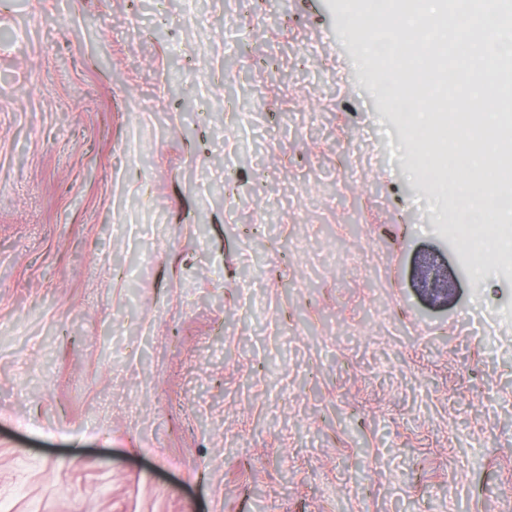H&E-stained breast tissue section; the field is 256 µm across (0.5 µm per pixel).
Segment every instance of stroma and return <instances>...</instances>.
<instances>
[{
    "label": "stroma",
    "instance_id": "stroma-1",
    "mask_svg": "<svg viewBox=\"0 0 512 512\" xmlns=\"http://www.w3.org/2000/svg\"><path fill=\"white\" fill-rule=\"evenodd\" d=\"M360 8L0 0V512H512V246ZM425 112H427L425 109L417 108L409 113L408 131L411 137L418 142L432 139L437 134V130L427 128V125L424 123L423 116ZM420 275L422 287L425 291L432 295L448 297V279L446 277L442 278L438 270L426 266L420 271Z\"/></svg>",
    "mask_w": 512,
    "mask_h": 512
}]
</instances>
